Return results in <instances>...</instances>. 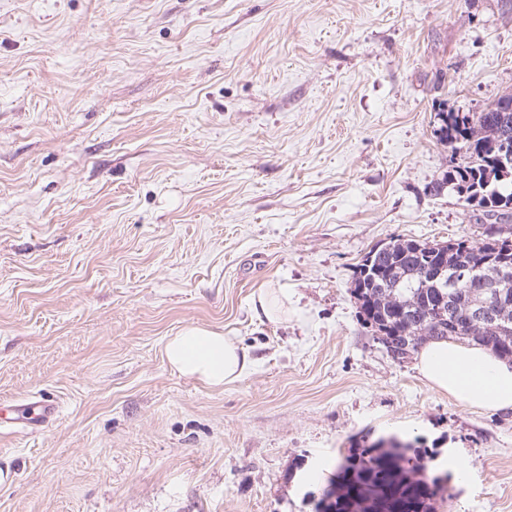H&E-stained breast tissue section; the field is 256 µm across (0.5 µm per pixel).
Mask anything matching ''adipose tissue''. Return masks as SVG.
Listing matches in <instances>:
<instances>
[{"label":"adipose tissue","instance_id":"adipose-tissue-1","mask_svg":"<svg viewBox=\"0 0 512 512\" xmlns=\"http://www.w3.org/2000/svg\"><path fill=\"white\" fill-rule=\"evenodd\" d=\"M164 353L178 374L221 388L249 374L254 361L232 336L188 325L169 337ZM415 369L435 390L459 403L494 412L512 411V361L487 347L452 340H432L415 356Z\"/></svg>","mask_w":512,"mask_h":512}]
</instances>
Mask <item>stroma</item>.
Segmentation results:
<instances>
[{
    "label": "stroma",
    "instance_id": "stroma-1",
    "mask_svg": "<svg viewBox=\"0 0 512 512\" xmlns=\"http://www.w3.org/2000/svg\"><path fill=\"white\" fill-rule=\"evenodd\" d=\"M508 91L512 0H0V409L58 408L0 429V512H311L385 433L470 459L436 512H512V413L393 361L350 291L378 243H481L437 115ZM189 324L250 374L173 371ZM257 301V306H254L255 312L262 314L268 321L288 316V296L282 288H266L259 293ZM164 353L178 374L213 388L241 380L254 365L235 337L198 325H187L169 337ZM38 407L40 413L31 414L30 409ZM57 414L56 406L48 403L45 400H29L18 409V417L16 419L8 418L6 422L13 424H21L26 427L43 426L52 420Z\"/></svg>",
    "mask_w": 512,
    "mask_h": 512
}]
</instances>
